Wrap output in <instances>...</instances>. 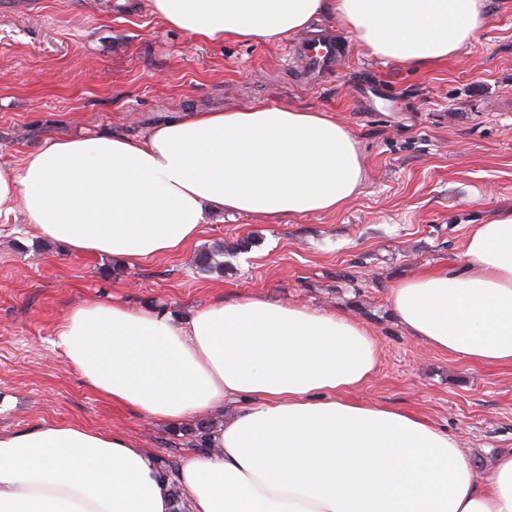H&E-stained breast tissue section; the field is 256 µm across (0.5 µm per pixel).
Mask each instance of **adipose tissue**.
Listing matches in <instances>:
<instances>
[{"label": "adipose tissue", "mask_w": 512, "mask_h": 512, "mask_svg": "<svg viewBox=\"0 0 512 512\" xmlns=\"http://www.w3.org/2000/svg\"><path fill=\"white\" fill-rule=\"evenodd\" d=\"M164 26L221 43H276L327 15L369 55L444 62L485 25L488 0H147ZM365 180L353 132L282 103L187 112L140 137L51 136L0 168V218L77 256L140 263L180 251L208 217L259 223L340 211ZM462 270L427 268L389 292L408 336L483 367L512 366V209L472 225ZM55 345L93 392L179 422L240 410L174 476L128 436L79 422L0 432V512H512V452L478 475L457 440L389 406L350 401L377 343L340 311L262 296L175 323L119 302L76 307Z\"/></svg>", "instance_id": "ef3b65f1"}]
</instances>
